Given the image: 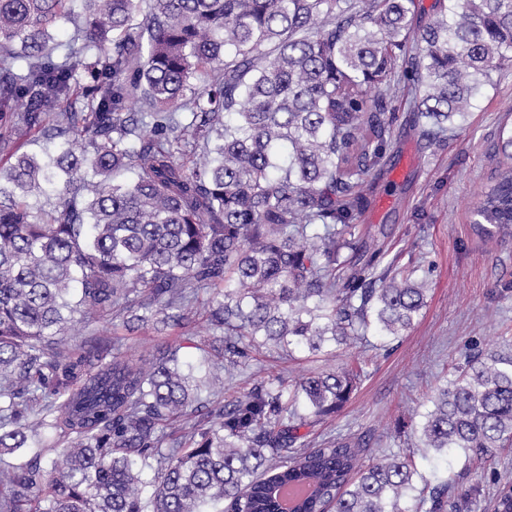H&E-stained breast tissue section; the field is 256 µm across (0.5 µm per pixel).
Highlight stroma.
<instances>
[{
	"label": "stroma",
	"mask_w": 512,
	"mask_h": 512,
	"mask_svg": "<svg viewBox=\"0 0 512 512\" xmlns=\"http://www.w3.org/2000/svg\"><path fill=\"white\" fill-rule=\"evenodd\" d=\"M464 126L447 140L428 143L419 132L396 122L386 164L370 176L368 205L357 222L384 232L391 253L414 255L427 282V303L414 326L380 347L379 337L337 348L335 353L294 350L291 358H271L264 369L298 382L344 360L369 359L366 375L348 403L324 423L307 428L310 443L338 434L372 437V458L412 449L418 438L410 424L424 412L440 379L455 373L474 351L512 355V237L483 239L472 231L481 188L504 160L501 126L512 128V68L495 73ZM202 304L188 312L187 328L162 331L147 324L135 331L109 318L75 324L77 339L117 340L130 362L157 345L193 332L182 350L197 363L199 345L214 343Z\"/></svg>",
	"instance_id": "obj_1"
}]
</instances>
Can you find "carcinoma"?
Segmentation results:
<instances>
[{"label":"carcinoma","mask_w":512,"mask_h":512,"mask_svg":"<svg viewBox=\"0 0 512 512\" xmlns=\"http://www.w3.org/2000/svg\"><path fill=\"white\" fill-rule=\"evenodd\" d=\"M435 7L421 26L416 0H0V122L50 145L0 172V512H279L289 486L296 512H482V478L460 483L512 448V356L473 353L435 387L420 487L409 454L302 441L358 362L219 400L266 350L391 341L425 307L385 245L362 265L341 250L398 112L440 141L512 61V0ZM473 230L512 236L511 165ZM203 290L220 370L180 342L144 367L69 336L77 314L182 326ZM43 431L66 443L48 465Z\"/></svg>","instance_id":"carcinoma-1"}]
</instances>
